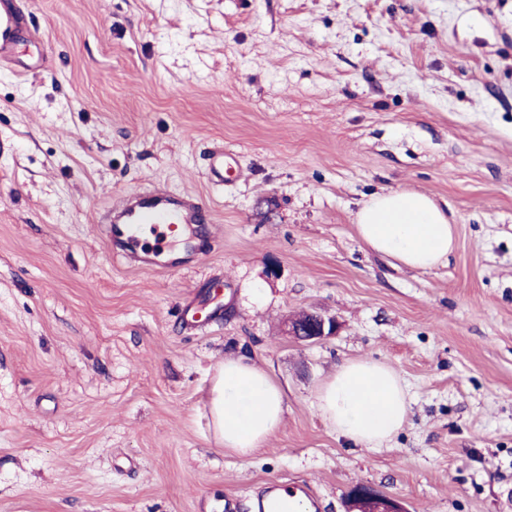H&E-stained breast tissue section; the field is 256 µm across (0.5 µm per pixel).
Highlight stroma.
Instances as JSON below:
<instances>
[{"instance_id":"1","label":"stroma","mask_w":512,"mask_h":512,"mask_svg":"<svg viewBox=\"0 0 512 512\" xmlns=\"http://www.w3.org/2000/svg\"><path fill=\"white\" fill-rule=\"evenodd\" d=\"M53 74L0 69V512H253L270 482L345 512L364 483L408 512H512V0H29ZM242 179L211 188L214 141ZM199 195L176 273L95 229L119 194ZM426 194L456 247L430 271L358 238L377 192ZM217 318L182 329L187 302ZM335 336L284 335L285 316ZM248 352L284 422L240 458L215 440L217 365ZM402 377L389 447L314 405L349 359ZM287 333L300 341L316 343L336 334V318L305 312L287 321Z\"/></svg>"}]
</instances>
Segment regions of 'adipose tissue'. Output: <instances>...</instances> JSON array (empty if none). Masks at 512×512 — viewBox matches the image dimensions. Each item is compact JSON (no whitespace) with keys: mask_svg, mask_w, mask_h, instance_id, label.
Wrapping results in <instances>:
<instances>
[{"mask_svg":"<svg viewBox=\"0 0 512 512\" xmlns=\"http://www.w3.org/2000/svg\"><path fill=\"white\" fill-rule=\"evenodd\" d=\"M356 233L376 254L413 270L447 261L454 248L449 216L428 195L378 193L356 214ZM214 437L225 451L247 458L279 431L286 411L282 388L250 357L225 358L209 390ZM316 407L337 436L379 448L403 428L410 401L400 375L383 362L349 360L317 389Z\"/></svg>","mask_w":512,"mask_h":512,"instance_id":"adipose-tissue-1","label":"adipose tissue"}]
</instances>
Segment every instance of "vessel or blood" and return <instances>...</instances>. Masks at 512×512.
I'll return each instance as SVG.
<instances>
[{
  "mask_svg": "<svg viewBox=\"0 0 512 512\" xmlns=\"http://www.w3.org/2000/svg\"><path fill=\"white\" fill-rule=\"evenodd\" d=\"M0 62L22 74L43 75L52 69L46 43L30 29L14 0H0ZM238 171L234 154L223 145H215L206 169L208 183L223 188ZM102 221L113 252L128 264L172 272L179 263L163 261L165 249L183 236L186 226L211 223L212 211L195 194L149 187L119 196ZM180 316L188 329L213 319L212 311L194 301L182 307Z\"/></svg>",
  "mask_w": 512,
  "mask_h": 512,
  "instance_id": "obj_1",
  "label": "vessel or blood"
}]
</instances>
